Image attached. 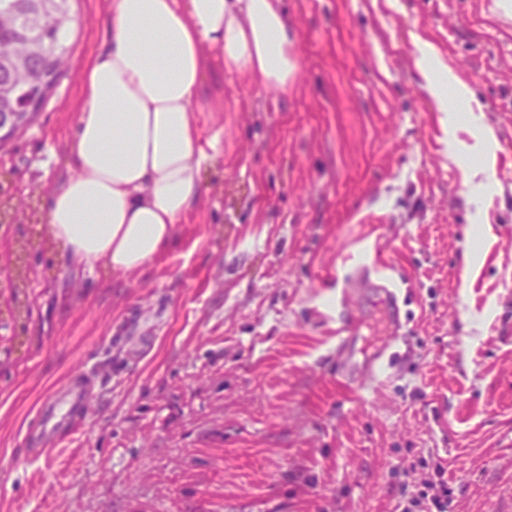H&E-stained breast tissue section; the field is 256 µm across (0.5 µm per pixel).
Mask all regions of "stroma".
Listing matches in <instances>:
<instances>
[{
    "label": "stroma",
    "instance_id": "stroma-1",
    "mask_svg": "<svg viewBox=\"0 0 512 512\" xmlns=\"http://www.w3.org/2000/svg\"><path fill=\"white\" fill-rule=\"evenodd\" d=\"M282 4L294 81L263 89L208 52L202 200L149 268L116 275L44 229L82 66L110 45L108 0H73L69 68L0 143V512H396L441 478L453 512H512V11ZM416 34L494 129L490 176L446 157ZM363 257L410 288L415 347L358 392L336 378V304L365 353L378 301L346 282ZM84 371L79 430L15 466L43 399Z\"/></svg>",
    "mask_w": 512,
    "mask_h": 512
}]
</instances>
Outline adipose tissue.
I'll use <instances>...</instances> for the list:
<instances>
[{"instance_id":"1","label":"adipose tissue","mask_w":512,"mask_h":512,"mask_svg":"<svg viewBox=\"0 0 512 512\" xmlns=\"http://www.w3.org/2000/svg\"><path fill=\"white\" fill-rule=\"evenodd\" d=\"M280 0H110L112 45L82 69L73 173L48 197V236L81 265H151L200 201L211 156L199 99L205 50L230 71L284 91L297 71ZM417 67L437 111L448 66L422 44Z\"/></svg>"}]
</instances>
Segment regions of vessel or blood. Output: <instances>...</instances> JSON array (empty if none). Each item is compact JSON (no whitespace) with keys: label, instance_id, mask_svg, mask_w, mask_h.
Instances as JSON below:
<instances>
[{"label":"vessel or blood","instance_id":"obj_1","mask_svg":"<svg viewBox=\"0 0 512 512\" xmlns=\"http://www.w3.org/2000/svg\"><path fill=\"white\" fill-rule=\"evenodd\" d=\"M356 272L360 277L368 279L379 295L390 333L387 345L379 346L366 361L357 362L353 346L358 339V325L349 313L341 315L336 330V353L339 357L336 376L350 387L366 390L386 372L387 347L399 340L400 307L398 291L384 269L364 262L357 267ZM89 391V378L79 377L48 397L36 416L39 437L53 439L74 433L79 427L76 416L86 408Z\"/></svg>","mask_w":512,"mask_h":512}]
</instances>
